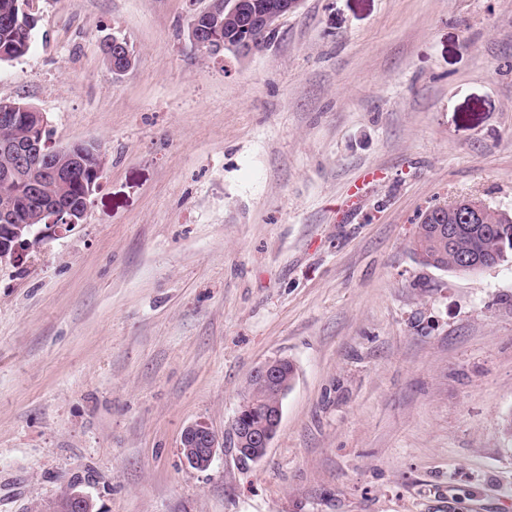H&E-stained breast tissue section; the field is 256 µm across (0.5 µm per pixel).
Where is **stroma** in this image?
<instances>
[{"mask_svg":"<svg viewBox=\"0 0 512 512\" xmlns=\"http://www.w3.org/2000/svg\"><path fill=\"white\" fill-rule=\"evenodd\" d=\"M207 5L33 0L0 63L104 155L82 223L0 265V512H512V258L411 250L435 204L512 213V0H300L245 59L192 44ZM278 358L266 456L186 465ZM279 360V368L277 369L279 375L278 379L280 382H288V384H281L278 380L274 379V376H277V372H275V367L278 364ZM251 378L253 379L255 376H259L262 379H265L268 384L278 393L280 401L282 402L286 394H288V386L293 385L295 371L293 365L286 359H273L268 360L257 367L254 372L251 374ZM93 502L91 498L68 485L55 499L40 509L38 512H92Z\"/></svg>","mask_w":512,"mask_h":512,"instance_id":"1","label":"stroma"}]
</instances>
